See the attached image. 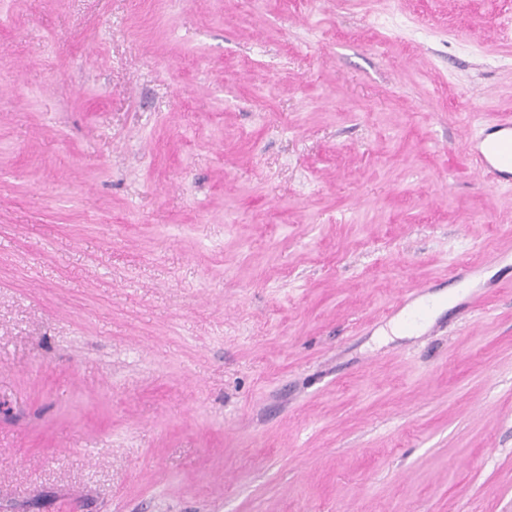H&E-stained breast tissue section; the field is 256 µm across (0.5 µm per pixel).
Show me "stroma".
<instances>
[{
  "instance_id": "35a3bbf8",
  "label": "stroma",
  "mask_w": 512,
  "mask_h": 512,
  "mask_svg": "<svg viewBox=\"0 0 512 512\" xmlns=\"http://www.w3.org/2000/svg\"><path fill=\"white\" fill-rule=\"evenodd\" d=\"M501 112L512 0H0V512H512ZM465 157L478 173L494 182H512V115L500 114L475 142H466Z\"/></svg>"
}]
</instances>
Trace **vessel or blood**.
<instances>
[{
	"mask_svg": "<svg viewBox=\"0 0 512 512\" xmlns=\"http://www.w3.org/2000/svg\"><path fill=\"white\" fill-rule=\"evenodd\" d=\"M465 157L475 171L494 182L511 183L512 115H498L478 140L466 143Z\"/></svg>",
	"mask_w": 512,
	"mask_h": 512,
	"instance_id": "1",
	"label": "vessel or blood"
}]
</instances>
